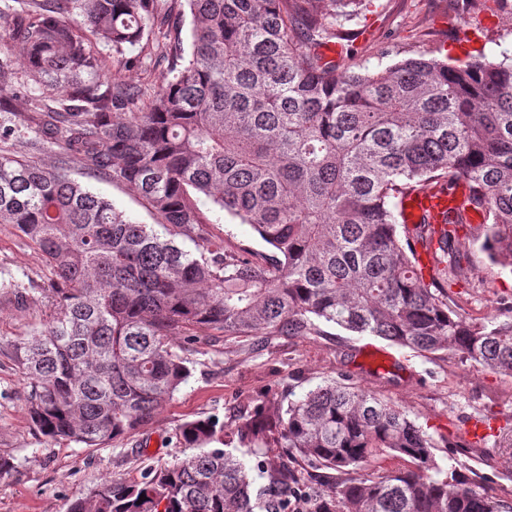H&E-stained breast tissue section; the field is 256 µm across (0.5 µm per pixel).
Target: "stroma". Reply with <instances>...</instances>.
Returning <instances> with one entry per match:
<instances>
[{"instance_id":"obj_1","label":"stroma","mask_w":512,"mask_h":512,"mask_svg":"<svg viewBox=\"0 0 512 512\" xmlns=\"http://www.w3.org/2000/svg\"><path fill=\"white\" fill-rule=\"evenodd\" d=\"M339 67L360 71L393 64L420 54L465 58L496 46L512 47V0H374L372 12L347 23ZM169 61L158 58L155 44H142L113 56L112 72L153 94L169 75ZM92 189L112 200L136 223L154 218L126 187L95 180ZM228 250L246 247L269 253V246L230 215L210 225ZM476 225L460 231L468 249V275L448 290V303L463 319L512 316V271L491 263L475 240ZM49 278L38 250L7 224H0V282L33 283L25 302L0 292V457L13 465L0 476V512H66L69 502L105 477L133 482L152 467L171 465L187 453L179 427L211 417L238 425L244 411L257 405H287L318 385L350 379L401 407L432 435L440 463L452 450L448 441L466 431L472 420L493 418L512 423V378L479 372L455 358H425L374 336H357L325 324L317 336H276L266 347L246 337L218 331L178 336L173 345L187 357L191 376L138 433L86 448L50 441L31 425L24 381L8 353L9 345L43 320L39 292ZM390 352L394 363L379 371L363 359L366 347ZM464 475L490 486L512 484L504 454L494 441L467 454Z\"/></svg>"}]
</instances>
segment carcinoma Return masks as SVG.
<instances>
[{
  "label": "carcinoma",
  "instance_id": "carcinoma-1",
  "mask_svg": "<svg viewBox=\"0 0 512 512\" xmlns=\"http://www.w3.org/2000/svg\"><path fill=\"white\" fill-rule=\"evenodd\" d=\"M332 2L343 10L329 18L322 0L0 7L20 50L0 56V100L24 95L37 134L23 152L0 149V224L50 271L39 289L46 318L10 349L46 439L100 448L136 433L191 375L172 337L212 330L261 340L332 323L512 377V319H461L448 304L467 260L462 214L399 222L402 197L466 182L481 248L512 268V54L340 71L316 47L364 0ZM150 35L175 67L142 102L138 87L112 79L105 50ZM47 145L60 149L51 166L39 158ZM71 157L128 187L156 223H133L72 178ZM203 199L273 254L259 262L224 249ZM417 244L430 253L426 274ZM179 437L196 452L139 482L106 478L67 512H512V489L465 481L457 458L442 467L416 420L353 384L254 408L234 427L188 421ZM273 442L302 469L233 453ZM255 472L267 479L258 492Z\"/></svg>",
  "mask_w": 512,
  "mask_h": 512
}]
</instances>
